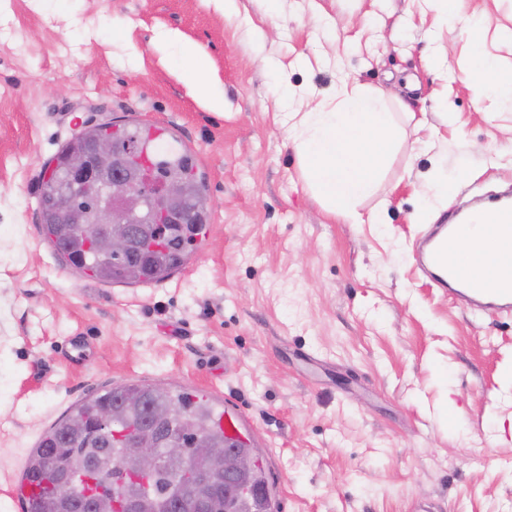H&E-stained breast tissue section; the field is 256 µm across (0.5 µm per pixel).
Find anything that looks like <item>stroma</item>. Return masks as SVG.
I'll return each mask as SVG.
<instances>
[{"mask_svg":"<svg viewBox=\"0 0 512 512\" xmlns=\"http://www.w3.org/2000/svg\"><path fill=\"white\" fill-rule=\"evenodd\" d=\"M507 28L512 0H0V512H24L4 495L18 451L123 383L223 398L273 512H512V316L416 256L425 173L456 183L437 224L512 184V102L473 75L480 50L512 67ZM344 80L404 138L359 224L312 195L283 117V89L309 108ZM110 122L173 129L212 203L188 271L152 286L87 278L41 233L46 164ZM166 44H173L183 64V77L190 93L197 99L208 102L213 107H220L221 102L216 99L211 87L198 77L197 61L200 58V50L197 46L189 43H179L166 37Z\"/></svg>","mask_w":512,"mask_h":512,"instance_id":"obj_1","label":"stroma"}]
</instances>
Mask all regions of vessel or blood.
<instances>
[{"label": "vessel or blood", "mask_w": 512, "mask_h": 512, "mask_svg": "<svg viewBox=\"0 0 512 512\" xmlns=\"http://www.w3.org/2000/svg\"><path fill=\"white\" fill-rule=\"evenodd\" d=\"M471 224L479 225L484 236L512 237V205L504 203L473 214ZM462 231L458 224L438 225L423 243L419 259L437 287L473 309L492 314L512 315V279H488L467 275L457 258V242ZM40 489L36 483L13 470L9 494L13 500H35Z\"/></svg>", "instance_id": "vessel-or-blood-1"}]
</instances>
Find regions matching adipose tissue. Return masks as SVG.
Listing matches in <instances>:
<instances>
[{
    "label": "adipose tissue",
    "mask_w": 512,
    "mask_h": 512,
    "mask_svg": "<svg viewBox=\"0 0 512 512\" xmlns=\"http://www.w3.org/2000/svg\"><path fill=\"white\" fill-rule=\"evenodd\" d=\"M291 137L313 196L328 212L360 223L354 205L375 190L386 156L400 140L399 127L383 97L343 84L335 105H319L302 113ZM494 250L511 251L512 240L464 236L457 253L468 273L512 277V266L487 265L486 257Z\"/></svg>",
    "instance_id": "obj_1"
}]
</instances>
